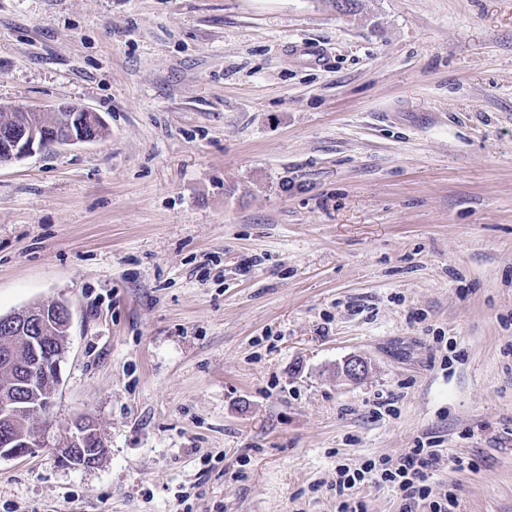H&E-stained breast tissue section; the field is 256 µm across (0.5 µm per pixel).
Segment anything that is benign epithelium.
I'll return each instance as SVG.
<instances>
[{
    "label": "benign epithelium",
    "mask_w": 512,
    "mask_h": 512,
    "mask_svg": "<svg viewBox=\"0 0 512 512\" xmlns=\"http://www.w3.org/2000/svg\"><path fill=\"white\" fill-rule=\"evenodd\" d=\"M17 116L10 125L0 126V165L22 161L45 150V131L64 128L54 142L56 146L91 143L84 128L97 132L102 130L104 121L99 113L85 107L60 103L50 109L34 110L26 107L15 109ZM11 326L27 331L25 341L28 350L6 348L0 351V363L11 367L25 361L26 380L11 378L0 386V459L10 460L27 456L46 447L44 432L50 423L49 414L54 403L55 393L44 400L45 407L38 415L33 430L26 434L13 431L16 422L26 418L29 406L19 397L21 383L30 386L48 371V361L54 359L51 343L58 340L52 332L60 329L69 332L71 327L70 309L53 306V301H44L41 306L25 309L17 313V320ZM100 436L96 425L78 420L72 428L61 436L55 451L58 457L71 465L90 466L86 450L99 445Z\"/></svg>",
    "instance_id": "7a95c632"
}]
</instances>
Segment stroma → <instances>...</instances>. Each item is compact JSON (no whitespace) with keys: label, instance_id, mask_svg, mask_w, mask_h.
I'll list each match as a JSON object with an SVG mask.
<instances>
[{"label":"stroma","instance_id":"1","mask_svg":"<svg viewBox=\"0 0 512 512\" xmlns=\"http://www.w3.org/2000/svg\"><path fill=\"white\" fill-rule=\"evenodd\" d=\"M62 102L105 136L0 165V315L72 313L0 512H336L428 437L417 512H512V0H0V109ZM100 439L94 423L78 420L57 440L54 449L62 461L75 466L89 467L91 464L88 459L91 457L85 450L97 447Z\"/></svg>","mask_w":512,"mask_h":512}]
</instances>
